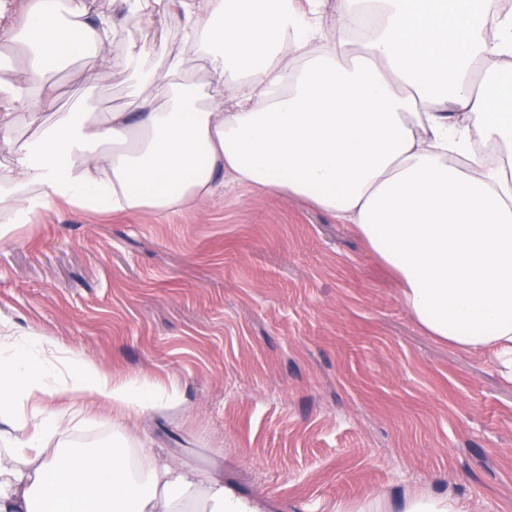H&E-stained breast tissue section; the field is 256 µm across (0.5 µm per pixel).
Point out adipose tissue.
Masks as SVG:
<instances>
[{"label":"adipose tissue","instance_id":"1","mask_svg":"<svg viewBox=\"0 0 512 512\" xmlns=\"http://www.w3.org/2000/svg\"><path fill=\"white\" fill-rule=\"evenodd\" d=\"M132 49L113 56L150 94L112 112L54 122L57 73L96 55L110 21L83 0H0L20 85L0 75V240L17 217L61 202L106 210L195 207L226 182L300 198L355 225L430 335L490 353L512 386V11L488 0H118ZM172 18L211 96L158 64L148 28ZM38 127L13 142L18 113ZM0 319V512H264L222 475L157 457L143 443L52 453L53 400L132 421L179 403L177 390L113 377L82 353Z\"/></svg>","mask_w":512,"mask_h":512}]
</instances>
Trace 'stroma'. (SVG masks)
Returning a JSON list of instances; mask_svg holds the SVG:
<instances>
[{
	"label": "stroma",
	"instance_id": "35a3bbf8",
	"mask_svg": "<svg viewBox=\"0 0 512 512\" xmlns=\"http://www.w3.org/2000/svg\"><path fill=\"white\" fill-rule=\"evenodd\" d=\"M158 60L187 57L170 21ZM99 55L58 74L47 115L120 109L138 86ZM95 70L94 90L81 74ZM0 316L108 372L176 386L135 431L156 454L223 474L267 512H335L417 493L512 512V387L490 362L426 333L353 225L250 187L198 208L112 213L57 204L0 240ZM98 408L57 438L112 443Z\"/></svg>",
	"mask_w": 512,
	"mask_h": 512
}]
</instances>
